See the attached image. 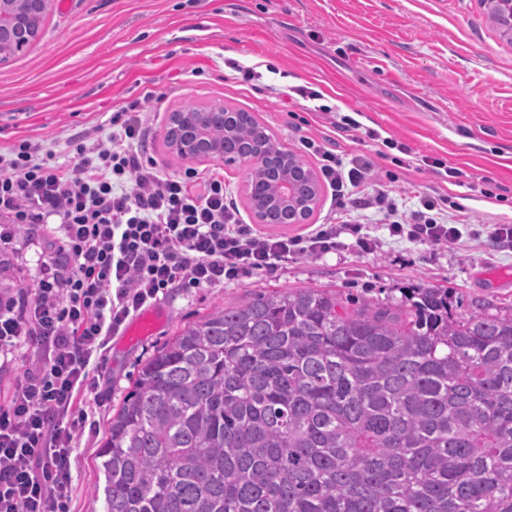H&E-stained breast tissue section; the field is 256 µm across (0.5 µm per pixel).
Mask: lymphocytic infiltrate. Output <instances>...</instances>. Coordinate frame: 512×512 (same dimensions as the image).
I'll use <instances>...</instances> for the list:
<instances>
[{"label": "lymphocytic infiltrate", "mask_w": 512, "mask_h": 512, "mask_svg": "<svg viewBox=\"0 0 512 512\" xmlns=\"http://www.w3.org/2000/svg\"><path fill=\"white\" fill-rule=\"evenodd\" d=\"M109 123L108 141L76 144L68 168L26 140L0 153V254L19 241L40 249L32 288L0 291V357L21 348L35 354L0 410V512H66L71 456L88 419L76 411L79 396L131 316L168 289L220 287L239 273L336 245L332 224L303 236L256 237L228 202L223 176H163L144 164L138 103L120 107ZM306 147L320 161L332 202L346 209L369 180L371 161L337 159L312 141ZM441 203L421 196L429 215L414 224L389 205L391 235L436 245L460 240L457 225L432 217Z\"/></svg>", "instance_id": "f902f5d3"}]
</instances>
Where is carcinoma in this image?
<instances>
[{
  "instance_id": "1",
  "label": "carcinoma",
  "mask_w": 512,
  "mask_h": 512,
  "mask_svg": "<svg viewBox=\"0 0 512 512\" xmlns=\"http://www.w3.org/2000/svg\"><path fill=\"white\" fill-rule=\"evenodd\" d=\"M183 110L226 164L254 144L297 157L252 114ZM295 195L318 201L313 171ZM248 199L288 227L266 168ZM411 293L259 291L185 325L108 422L104 512H512V315Z\"/></svg>"
}]
</instances>
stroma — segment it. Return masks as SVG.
I'll return each mask as SVG.
<instances>
[{
    "label": "stroma",
    "mask_w": 512,
    "mask_h": 512,
    "mask_svg": "<svg viewBox=\"0 0 512 512\" xmlns=\"http://www.w3.org/2000/svg\"><path fill=\"white\" fill-rule=\"evenodd\" d=\"M69 2L53 4L37 42L0 67V150L32 138L55 164L71 166L76 137L91 129L107 137L112 113L138 100L149 128L146 159L165 174L223 173L241 223L263 235L267 228L248 205L245 167L181 158L165 145L171 112L221 102L255 115L311 169L319 162L306 153V138L326 142L344 160L368 157L404 214L438 192L447 195L449 214L469 218L460 241L411 242L390 235L382 205L359 201L337 213L325 188L311 222L360 225L377 241L375 252H361L348 228L328 253L293 257L217 288L169 291L155 305L163 316L157 331L131 347L112 341L100 361L109 399L74 452L70 512H104L94 489L104 481L98 450L108 420L157 347L215 306L307 287L400 304L424 285L447 289L456 318L481 308L512 312V246L493 236L494 225H512V44L482 0ZM243 66L261 79L243 80ZM299 87L318 90L321 101L302 99ZM346 115L358 128L342 129ZM369 129L380 140L367 138ZM402 143L409 154L399 151ZM426 157L453 176L423 165Z\"/></svg>",
    "instance_id": "stroma-1"
}]
</instances>
